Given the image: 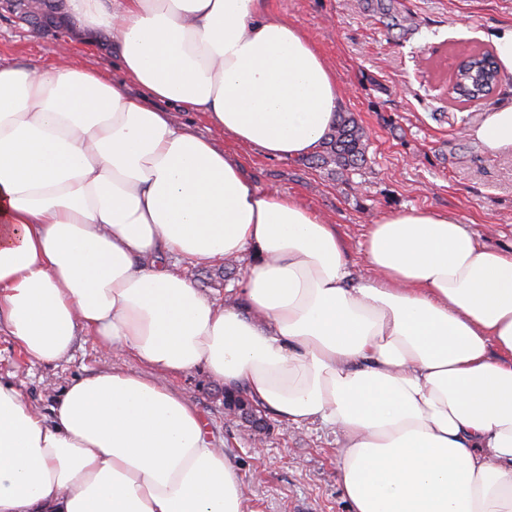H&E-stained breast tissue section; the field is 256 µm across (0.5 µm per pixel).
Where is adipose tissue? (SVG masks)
Returning a JSON list of instances; mask_svg holds the SVG:
<instances>
[{
  "instance_id": "adipose-tissue-1",
  "label": "adipose tissue",
  "mask_w": 512,
  "mask_h": 512,
  "mask_svg": "<svg viewBox=\"0 0 512 512\" xmlns=\"http://www.w3.org/2000/svg\"><path fill=\"white\" fill-rule=\"evenodd\" d=\"M144 97L79 66L0 65V333L29 360L78 337L142 372L73 379L51 416L0 380V512H245L232 462L154 373L204 369L286 426L338 437L352 512H512V250L448 214L335 225L248 183L153 98L271 159L313 154L334 70L263 0H65ZM471 135L512 145V105ZM242 261L231 298L180 269Z\"/></svg>"
}]
</instances>
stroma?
<instances>
[{
  "label": "stroma",
  "mask_w": 512,
  "mask_h": 512,
  "mask_svg": "<svg viewBox=\"0 0 512 512\" xmlns=\"http://www.w3.org/2000/svg\"><path fill=\"white\" fill-rule=\"evenodd\" d=\"M401 2L414 18L413 29L403 34L364 10V0H265L269 18L312 37L335 71L341 111L354 113L368 135V162L352 177L300 159L267 158L215 133L205 112L184 115L197 134L213 138L241 163L253 185L292 195L335 224L349 263L362 272L364 227L391 211H444L488 245L512 247V147L491 150L470 135L490 112L512 104V83L465 104L448 93L459 59L492 49L495 31L512 24V0ZM58 53L53 33L30 30L0 11L1 63L49 67ZM68 56L142 96L141 88L126 82L109 39L71 42ZM112 365L132 369L136 362L85 336L70 361L34 363L0 334V376L22 383L27 399L44 413L72 378ZM158 380L203 417L211 441L223 448L247 490V512H350L338 483L332 431L319 425L292 429L272 416L249 429L225 414L221 381L201 369Z\"/></svg>",
  "instance_id": "obj_1"
}]
</instances>
